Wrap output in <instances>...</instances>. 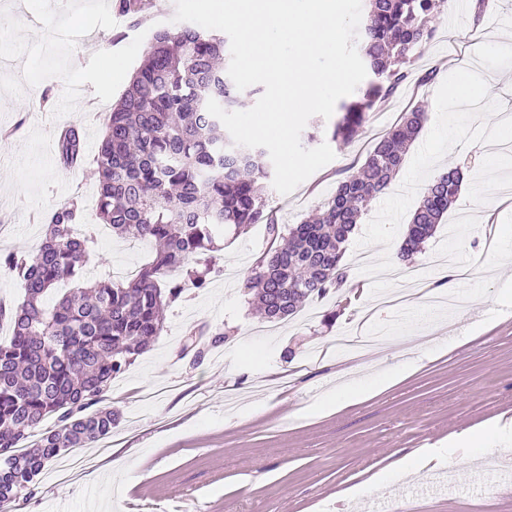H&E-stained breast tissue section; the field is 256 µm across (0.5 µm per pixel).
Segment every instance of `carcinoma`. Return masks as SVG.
<instances>
[{"label": "carcinoma", "mask_w": 512, "mask_h": 512, "mask_svg": "<svg viewBox=\"0 0 512 512\" xmlns=\"http://www.w3.org/2000/svg\"><path fill=\"white\" fill-rule=\"evenodd\" d=\"M444 0H365L358 44L371 80L341 107L331 139H354L377 100L392 96L435 36L431 20ZM121 12L143 21L151 0H118ZM227 40L184 25L153 36L143 63L112 108L94 159L98 218L120 238L157 245L153 260L124 283L76 282L89 257V239L76 234L84 206L73 196L55 208L32 252L3 261L24 291L6 309L11 336L0 339V512L35 493V478L54 459L93 448L112 432L116 415L104 404L112 378L144 353L164 327L167 309L188 288L207 287L215 270V237L224 226H267L269 247L255 260L246 287L257 292L269 321L293 315L304 301L348 283L345 244L372 201L387 190L427 113L415 107L376 142L359 167L340 180L317 213L289 230L281 247L269 207L271 171L261 148L237 146L206 110L208 99L229 111L239 91L218 64ZM63 162L82 157L78 132L57 142ZM463 176L450 169L429 184L415 209L400 257L420 248L456 201ZM76 287L52 306L44 297L59 283ZM55 428L31 447L20 443L43 422Z\"/></svg>", "instance_id": "1"}]
</instances>
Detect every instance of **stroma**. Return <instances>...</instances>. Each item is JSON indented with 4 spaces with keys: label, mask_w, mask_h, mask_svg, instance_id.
Returning <instances> with one entry per match:
<instances>
[{
    "label": "stroma",
    "mask_w": 512,
    "mask_h": 512,
    "mask_svg": "<svg viewBox=\"0 0 512 512\" xmlns=\"http://www.w3.org/2000/svg\"><path fill=\"white\" fill-rule=\"evenodd\" d=\"M117 0H0V254L39 243L41 218L74 195L86 204L78 233L95 236L85 280L123 282L152 260L154 244L122 240L95 219L94 157L109 113L140 66L147 44L133 41L131 21H116ZM512 0H489L483 16L447 0L433 20V40L416 56L408 81L377 102L362 135L331 142L333 120L311 117L304 147L330 142L334 160L294 192H270L282 230L301 223L334 192L348 167L361 164L408 107L428 119L391 189L377 198L346 244L352 287L306 301L293 318L271 323L256 313L245 280L267 245L265 225L219 236L218 273L207 288L187 289L169 308L149 349L117 375L106 400L119 415L96 447L48 464L34 496L18 512H512V446L484 456L473 439L466 466L422 470L372 488L368 478L417 450L437 448L465 430L512 416V307L501 308V283L512 267L497 248L512 232V199L487 191L485 172L469 166V184L410 260L399 258L407 223L429 182L458 160L439 95L462 75L490 78L501 114H512V36L503 19ZM494 46L487 59L477 48ZM81 76L69 80L72 68ZM436 78H419L430 69ZM83 141L79 164L45 150L62 131ZM451 255L463 277L453 284L466 306L460 317L411 298L388 307L380 297L413 288L434 257ZM377 342L357 357L337 349L345 332L361 335L363 316ZM202 329L198 346L182 338ZM224 341H216L218 333ZM409 340L395 344L394 338ZM390 387L340 411L315 412L342 380L396 373ZM366 483L362 498L340 491Z\"/></svg>",
    "instance_id": "obj_1"
}]
</instances>
